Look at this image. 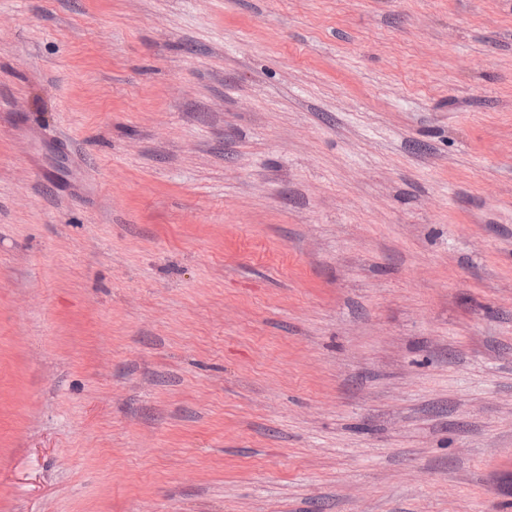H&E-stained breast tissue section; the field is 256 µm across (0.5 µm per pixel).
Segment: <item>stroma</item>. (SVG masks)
Returning a JSON list of instances; mask_svg holds the SVG:
<instances>
[{
    "label": "stroma",
    "instance_id": "35a3bbf8",
    "mask_svg": "<svg viewBox=\"0 0 512 512\" xmlns=\"http://www.w3.org/2000/svg\"><path fill=\"white\" fill-rule=\"evenodd\" d=\"M0 512H512V0H0Z\"/></svg>",
    "mask_w": 512,
    "mask_h": 512
}]
</instances>
